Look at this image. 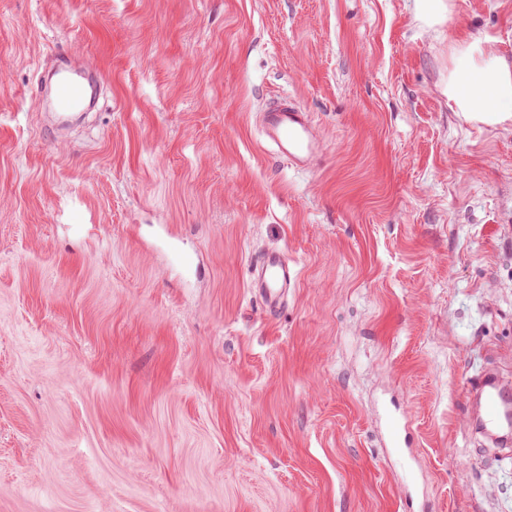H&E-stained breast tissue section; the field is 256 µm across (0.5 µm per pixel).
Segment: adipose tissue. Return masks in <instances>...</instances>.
Here are the masks:
<instances>
[{"mask_svg": "<svg viewBox=\"0 0 512 512\" xmlns=\"http://www.w3.org/2000/svg\"><path fill=\"white\" fill-rule=\"evenodd\" d=\"M453 69L445 93L455 111L496 125L512 120V64L485 52L467 36L452 48Z\"/></svg>", "mask_w": 512, "mask_h": 512, "instance_id": "ef3b65f1", "label": "adipose tissue"}]
</instances>
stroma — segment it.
Masks as SVG:
<instances>
[{"instance_id":"obj_1","label":"stroma","mask_w":512,"mask_h":512,"mask_svg":"<svg viewBox=\"0 0 512 512\" xmlns=\"http://www.w3.org/2000/svg\"><path fill=\"white\" fill-rule=\"evenodd\" d=\"M468 34L512 63V0H0V512H512L466 393L512 386V121L449 107ZM65 49L105 96L55 135ZM421 18L428 23H440L446 19L451 3L448 0H418ZM261 125L265 141L295 169H311L322 154L309 114L298 104L284 100L268 107ZM297 273L280 253L265 254L259 259L251 274V288L269 313L277 311L288 288L295 282Z\"/></svg>"}]
</instances>
